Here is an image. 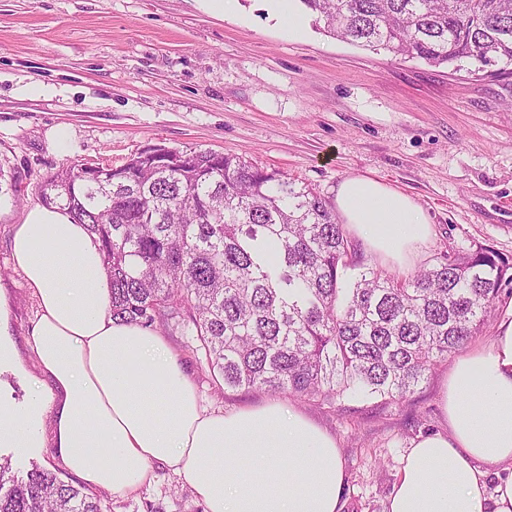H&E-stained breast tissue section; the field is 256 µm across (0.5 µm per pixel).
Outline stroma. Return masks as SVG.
<instances>
[{
    "label": "stroma",
    "instance_id": "1",
    "mask_svg": "<svg viewBox=\"0 0 512 512\" xmlns=\"http://www.w3.org/2000/svg\"><path fill=\"white\" fill-rule=\"evenodd\" d=\"M293 35L267 0L220 12L209 0H0V407L26 413L41 378L30 350L36 301L11 263L12 227L51 173L78 163L120 166L143 150H212L276 169L326 202L349 176L410 195L434 229L416 267L476 244L512 262V77L474 80L327 36L308 14ZM67 127V147L53 133ZM161 334L208 408L272 400L336 437L344 512H387L403 459L445 431V361L406 398L349 399L341 408L247 389L218 392L180 328ZM75 482L47 440L5 451ZM107 512H204L187 475L154 465L150 481Z\"/></svg>",
    "mask_w": 512,
    "mask_h": 512
}]
</instances>
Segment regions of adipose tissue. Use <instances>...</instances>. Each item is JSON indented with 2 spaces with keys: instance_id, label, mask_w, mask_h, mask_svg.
<instances>
[{
  "instance_id": "ef3b65f1",
  "label": "adipose tissue",
  "mask_w": 512,
  "mask_h": 512,
  "mask_svg": "<svg viewBox=\"0 0 512 512\" xmlns=\"http://www.w3.org/2000/svg\"><path fill=\"white\" fill-rule=\"evenodd\" d=\"M335 205L346 230L401 267L432 235L409 196L368 177L343 179ZM10 251L39 307L30 345L47 387L29 417L0 424L1 448L28 447L47 414L61 465L115 498L161 463L189 476L205 512H343L336 438L281 403L202 407L159 331L113 320L101 243L86 225L31 203ZM442 409L447 433L408 450L387 512H512V301L492 343L456 359ZM490 468L501 474L493 488Z\"/></svg>"
}]
</instances>
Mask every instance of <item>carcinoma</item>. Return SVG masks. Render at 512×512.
I'll list each match as a JSON object with an SVG mask.
<instances>
[{
	"mask_svg": "<svg viewBox=\"0 0 512 512\" xmlns=\"http://www.w3.org/2000/svg\"><path fill=\"white\" fill-rule=\"evenodd\" d=\"M333 38L432 66L512 76V0H300ZM98 236L118 322L176 319L219 386L341 405L406 396L482 330L512 265L440 252L399 279L366 263L309 186L237 156L150 149L104 178L75 164L40 185ZM353 270L355 274L347 276ZM0 512H103L100 498L0 457Z\"/></svg>",
	"mask_w": 512,
	"mask_h": 512,
	"instance_id": "1",
	"label": "carcinoma"
}]
</instances>
